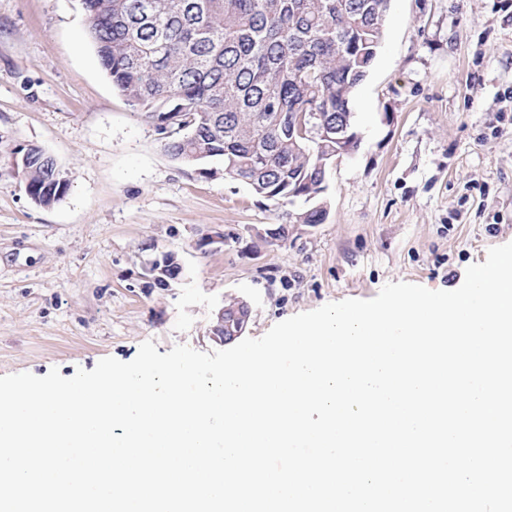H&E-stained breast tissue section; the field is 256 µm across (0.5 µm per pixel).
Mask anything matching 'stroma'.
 Masks as SVG:
<instances>
[{"mask_svg": "<svg viewBox=\"0 0 512 512\" xmlns=\"http://www.w3.org/2000/svg\"><path fill=\"white\" fill-rule=\"evenodd\" d=\"M87 29L81 0H0V376L69 378L146 340L210 353L228 301L248 304L258 338L389 282L460 286L512 242V0H392L352 103L361 142L328 169L321 224L293 223L303 201L173 162ZM30 145L69 181L53 205L11 166ZM271 224L288 227L273 246ZM166 253L184 272L162 288Z\"/></svg>", "mask_w": 512, "mask_h": 512, "instance_id": "35a3bbf8", "label": "stroma"}]
</instances>
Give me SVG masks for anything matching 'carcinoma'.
<instances>
[{"instance_id":"1","label":"carcinoma","mask_w":512,"mask_h":512,"mask_svg":"<svg viewBox=\"0 0 512 512\" xmlns=\"http://www.w3.org/2000/svg\"><path fill=\"white\" fill-rule=\"evenodd\" d=\"M82 0L88 38L107 76L152 118L167 112L164 150L196 170L222 162L230 179L277 205L288 178L315 198L295 216L321 224L314 210L326 190L321 149L300 124H342L384 39L383 0ZM29 186L43 203L61 199L55 161L28 155Z\"/></svg>"}]
</instances>
